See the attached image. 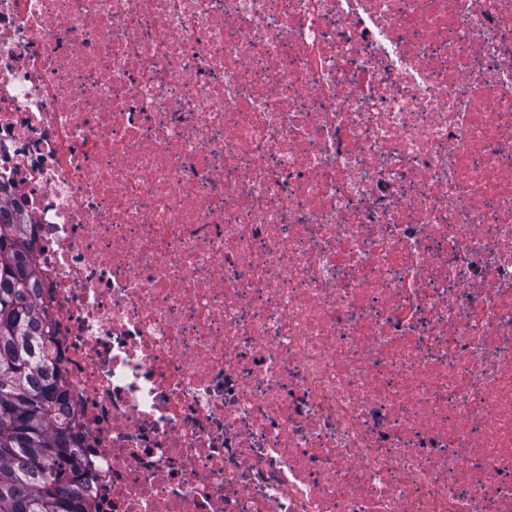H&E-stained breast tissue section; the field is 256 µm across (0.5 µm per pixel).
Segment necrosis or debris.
Instances as JSON below:
<instances>
[{
	"label": "necrosis or debris",
	"instance_id": "necrosis-or-debris-1",
	"mask_svg": "<svg viewBox=\"0 0 512 512\" xmlns=\"http://www.w3.org/2000/svg\"><path fill=\"white\" fill-rule=\"evenodd\" d=\"M0 182L92 512H512V0H0Z\"/></svg>",
	"mask_w": 512,
	"mask_h": 512
}]
</instances>
